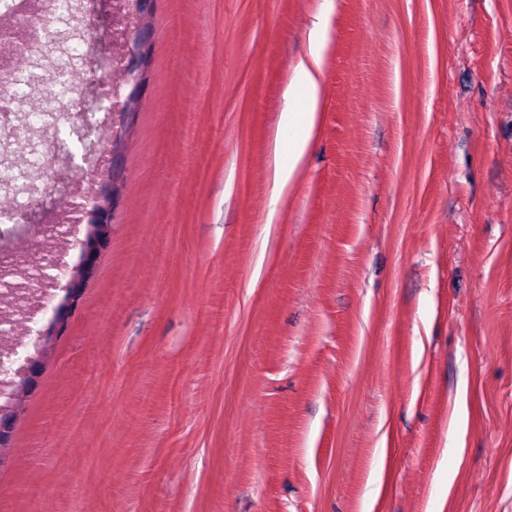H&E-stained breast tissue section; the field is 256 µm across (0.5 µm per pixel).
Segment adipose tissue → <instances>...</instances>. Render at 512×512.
Here are the masks:
<instances>
[{
	"mask_svg": "<svg viewBox=\"0 0 512 512\" xmlns=\"http://www.w3.org/2000/svg\"><path fill=\"white\" fill-rule=\"evenodd\" d=\"M320 57L311 51L310 59L300 62L288 89L289 105L281 115V127L288 133V160L275 169L274 188L283 191L303 159L317 123L318 73Z\"/></svg>",
	"mask_w": 512,
	"mask_h": 512,
	"instance_id": "1",
	"label": "adipose tissue"
}]
</instances>
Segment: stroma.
<instances>
[{
    "label": "stroma",
    "instance_id": "1",
    "mask_svg": "<svg viewBox=\"0 0 512 512\" xmlns=\"http://www.w3.org/2000/svg\"><path fill=\"white\" fill-rule=\"evenodd\" d=\"M120 0L33 59L97 114ZM325 18L319 119L281 196L288 86ZM102 117L112 234L12 412L0 512H512V0H155ZM76 139L18 182L0 276L93 187Z\"/></svg>",
    "mask_w": 512,
    "mask_h": 512
}]
</instances>
